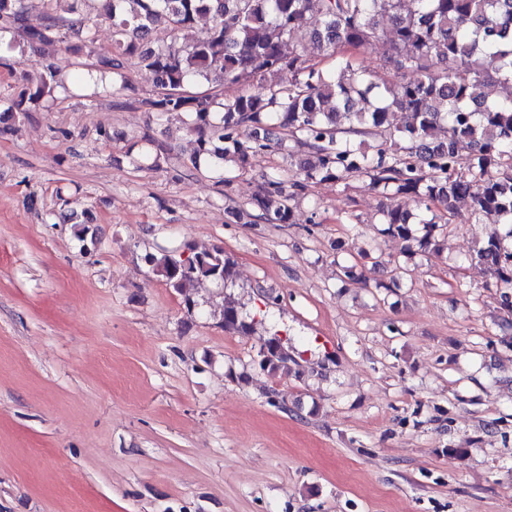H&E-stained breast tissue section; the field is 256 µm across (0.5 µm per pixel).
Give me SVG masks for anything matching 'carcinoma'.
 I'll list each match as a JSON object with an SVG mask.
<instances>
[{"instance_id": "1", "label": "carcinoma", "mask_w": 512, "mask_h": 512, "mask_svg": "<svg viewBox=\"0 0 512 512\" xmlns=\"http://www.w3.org/2000/svg\"><path fill=\"white\" fill-rule=\"evenodd\" d=\"M49 5L42 23H27L25 0H0V53L14 48L3 34L20 32L27 46L43 53L87 27L83 6L91 0H66V13ZM97 18L112 23L114 52L95 57L74 76L80 83L96 71L112 75L111 87L126 84L124 70L138 65L155 75L157 95L149 109L184 113L198 134L197 148L184 162L224 182V159L241 163L283 142V132L308 150L303 183L367 177L394 200L383 211L384 232L404 243L403 253L440 252L435 219L414 221L397 198L413 194L431 210L453 213L456 202L470 201L473 212L497 224H512V99L492 100L494 81L512 80V0H318L322 25L308 29L312 0H97ZM206 16L211 25L192 44L175 46L158 38L192 26ZM390 21V53L382 68L388 82L354 64L347 52L372 49ZM301 35L306 43L292 45ZM336 54L334 69L318 68L305 57V45ZM295 82L282 87L284 70ZM225 84L240 91L222 95ZM65 81L48 64L33 85L23 87L3 113L23 116ZM408 124L389 133L391 145L369 152L359 137L387 131L393 113ZM292 194L279 178L266 177L253 204L267 224H288ZM474 259L504 288L502 306L512 311V229L491 235ZM153 272L174 291L195 280L223 284L233 280V263L224 250L188 257L168 253L151 258ZM224 327L250 328L234 304L223 309ZM260 370L276 375L299 365L281 339L272 336L257 351Z\"/></svg>"}]
</instances>
